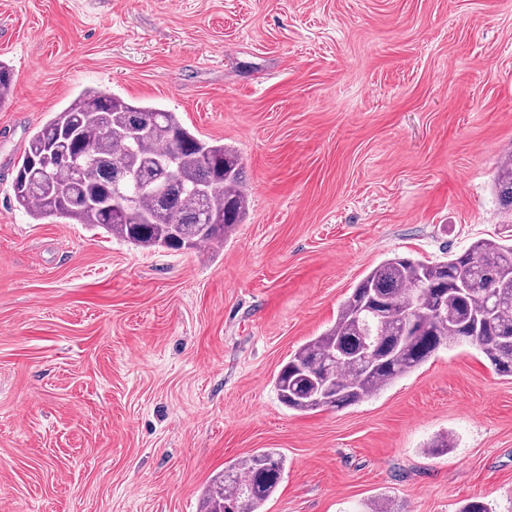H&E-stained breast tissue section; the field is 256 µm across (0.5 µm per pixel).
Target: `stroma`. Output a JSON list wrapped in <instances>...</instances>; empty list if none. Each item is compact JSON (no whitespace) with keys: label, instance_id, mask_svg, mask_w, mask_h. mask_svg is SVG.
Masks as SVG:
<instances>
[{"label":"stroma","instance_id":"1","mask_svg":"<svg viewBox=\"0 0 512 512\" xmlns=\"http://www.w3.org/2000/svg\"><path fill=\"white\" fill-rule=\"evenodd\" d=\"M0 61V512H200L262 448L264 512H512V379L475 345L343 409L273 387L373 266L512 233V0H0ZM86 88L235 147L229 240L141 250L16 207L29 138Z\"/></svg>","mask_w":512,"mask_h":512}]
</instances>
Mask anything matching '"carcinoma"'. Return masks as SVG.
Here are the masks:
<instances>
[{
  "label": "carcinoma",
  "instance_id": "cac0c4a2",
  "mask_svg": "<svg viewBox=\"0 0 512 512\" xmlns=\"http://www.w3.org/2000/svg\"><path fill=\"white\" fill-rule=\"evenodd\" d=\"M13 94L0 62V104ZM12 196L31 218L99 228L138 249L196 250L222 243L249 208L235 149L205 140L178 113L87 91L29 139ZM496 184L512 206V158ZM133 197L116 216L113 188ZM377 340L367 361L366 337ZM451 340L479 347L492 370L512 377V241L480 239L442 261L393 256L372 267L336 321L302 344L273 379L298 412L356 405L411 373ZM283 458L254 453L215 475L200 512H262L282 480Z\"/></svg>",
  "mask_w": 512,
  "mask_h": 512
}]
</instances>
